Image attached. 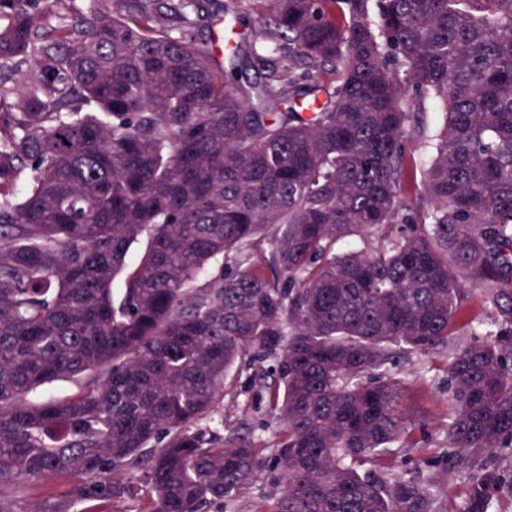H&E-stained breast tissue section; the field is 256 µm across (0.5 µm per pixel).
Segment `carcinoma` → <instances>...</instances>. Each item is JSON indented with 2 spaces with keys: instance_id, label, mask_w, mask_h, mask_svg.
Wrapping results in <instances>:
<instances>
[{
  "instance_id": "carcinoma-1",
  "label": "carcinoma",
  "mask_w": 512,
  "mask_h": 512,
  "mask_svg": "<svg viewBox=\"0 0 512 512\" xmlns=\"http://www.w3.org/2000/svg\"><path fill=\"white\" fill-rule=\"evenodd\" d=\"M9 2L0 59L31 76L0 113V488L68 472L30 512H130L142 481L150 512H226L263 460L196 426L253 353L280 426L257 512H436L439 475L379 460L415 446L398 359L445 352V466L480 469L487 512L512 483L484 466L512 450V0H264L253 36L224 0L222 59L155 0L56 42ZM471 287L492 328L458 346ZM78 392V385L72 380H59L31 392L27 399L33 402L43 401L49 397H67Z\"/></svg>"
}]
</instances>
